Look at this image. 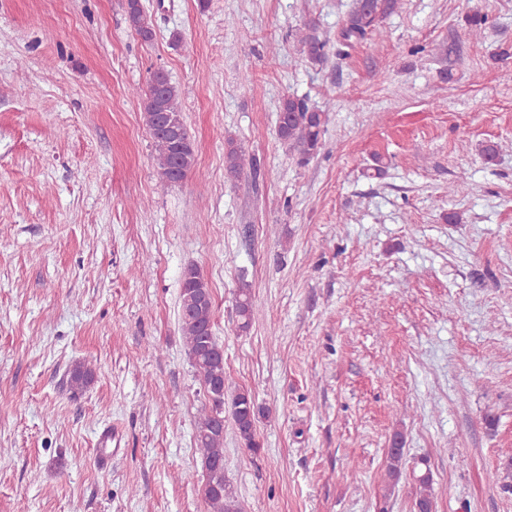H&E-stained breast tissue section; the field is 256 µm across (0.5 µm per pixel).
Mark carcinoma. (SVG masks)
I'll return each instance as SVG.
<instances>
[{"instance_id":"1","label":"carcinoma","mask_w":512,"mask_h":512,"mask_svg":"<svg viewBox=\"0 0 512 512\" xmlns=\"http://www.w3.org/2000/svg\"><path fill=\"white\" fill-rule=\"evenodd\" d=\"M401 0H354L347 14L338 41L350 47L369 35H381V24L400 8ZM128 22L144 41H150L154 29L143 10L141 0H128ZM301 51L311 61L325 56L326 42L321 39L315 22L308 21L295 33ZM143 120L153 140L158 176L166 184L182 182L196 166L195 144L182 117L180 91L161 71L153 73L146 88L139 94ZM328 113L293 95L284 97L279 105L277 137L288 152L308 163L322 147V134L328 124ZM254 167V159L231 137L224 140V169L231 178L241 176L246 167ZM235 309L238 328L247 332L254 322L257 306L248 286L237 290ZM179 321L186 338L188 356L207 396L196 426V448L201 456L203 480L199 493L209 512H242L236 496L224 479V414L234 422L242 447L251 453L260 450L257 423L265 410L252 392L245 388L230 390L224 371V349L213 335V298L200 271L189 266L181 276ZM94 372L76 366L70 372L74 389L92 382ZM395 448L388 451V478L399 479L405 458L403 437H393ZM419 493L414 512H435L433 479L430 472L414 474Z\"/></svg>"}]
</instances>
